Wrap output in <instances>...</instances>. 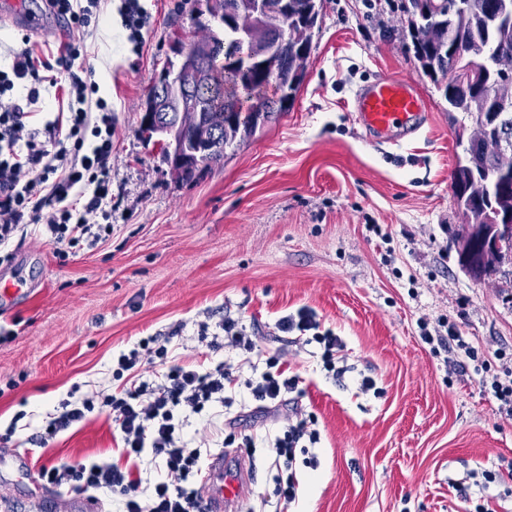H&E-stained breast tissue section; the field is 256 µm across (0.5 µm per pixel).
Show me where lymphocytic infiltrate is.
Segmentation results:
<instances>
[{
    "instance_id": "obj_1",
    "label": "lymphocytic infiltrate",
    "mask_w": 512,
    "mask_h": 512,
    "mask_svg": "<svg viewBox=\"0 0 512 512\" xmlns=\"http://www.w3.org/2000/svg\"><path fill=\"white\" fill-rule=\"evenodd\" d=\"M100 4L44 0L46 14L75 34L89 30ZM82 50L75 36L55 49L49 41L35 43L25 36L8 67L0 69V250L30 224L39 225L62 258L95 246L111 230L112 108L98 97L95 81L72 74ZM61 72L70 75L65 110L43 124L32 123V107L45 88L57 86ZM218 327L222 336L211 339L210 347L241 352L239 363L221 361L205 368L181 364L172 337H148L118 357L113 374L136 373L146 362L157 366L155 380L120 394L72 402L43 429L46 441L90 413H107L119 434L125 466L62 462L41 468L39 480L56 488L120 495L122 512H206L202 497L188 486L205 458L200 448L189 445L183 428L190 417L213 405L232 407L227 392L240 382L255 412L279 419L269 446L288 474L275 476L274 493L284 502L295 501V451L301 442L319 440L313 416L304 413L296 397L300 378L286 373L282 352L259 348L237 320L222 318ZM279 329L299 333L305 344L322 346L324 370L335 376L346 373L338 356L341 341L334 332L321 330L312 311L281 317ZM151 467L160 475L144 481L143 473Z\"/></svg>"
}]
</instances>
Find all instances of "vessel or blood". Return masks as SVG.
Instances as JSON below:
<instances>
[{"instance_id": "obj_1", "label": "vessel or blood", "mask_w": 512, "mask_h": 512, "mask_svg": "<svg viewBox=\"0 0 512 512\" xmlns=\"http://www.w3.org/2000/svg\"><path fill=\"white\" fill-rule=\"evenodd\" d=\"M8 13L18 20L25 34H37L46 27L42 16L28 11L24 0H0V14ZM354 107L363 127L373 134L393 129L418 130L422 104L409 81L383 78L361 90ZM248 475L223 454L210 457L200 478L201 496L207 512H231L247 488Z\"/></svg>"}]
</instances>
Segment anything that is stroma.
<instances>
[{"label": "stroma", "mask_w": 512, "mask_h": 512, "mask_svg": "<svg viewBox=\"0 0 512 512\" xmlns=\"http://www.w3.org/2000/svg\"><path fill=\"white\" fill-rule=\"evenodd\" d=\"M149 23L132 51L103 0L76 73L93 72L112 105V229L66 259L51 244L14 241L0 282V501L42 494L41 467L112 461L115 431L92 413L46 445L33 436L63 402L118 392L112 361L148 336H173L177 358L235 360L198 339L206 315L231 317L262 347L283 349L302 379L299 402L320 441L297 453L294 502L278 504L264 446L238 449L254 468L240 507L253 512H512V417L490 376L459 369L425 334L455 331L489 357L512 358V262L482 282L459 268L465 218L453 200L459 113L421 73L400 0H322L306 78L286 112L228 149L221 164L178 178L141 130V105L199 34L198 0H141ZM410 81L417 134L376 146L357 124L355 90ZM312 310L343 345L348 367L328 376L322 350H299L278 320ZM375 381L364 393V377ZM316 457L309 465L308 457ZM494 481H487V474Z\"/></svg>", "instance_id": "stroma-1"}]
</instances>
